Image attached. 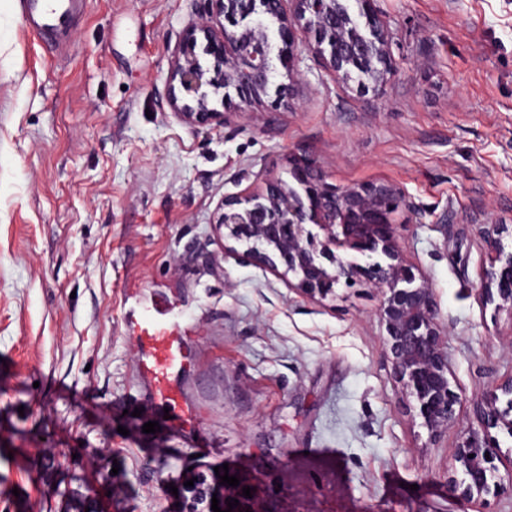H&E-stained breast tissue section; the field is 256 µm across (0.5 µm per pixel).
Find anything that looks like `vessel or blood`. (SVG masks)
<instances>
[{
	"mask_svg": "<svg viewBox=\"0 0 512 512\" xmlns=\"http://www.w3.org/2000/svg\"><path fill=\"white\" fill-rule=\"evenodd\" d=\"M80 2L23 0L22 19L32 36L56 47L67 36ZM125 328L135 344L139 377L153 398L169 409L185 437H192L196 411L177 383L178 374L195 359L187 343L191 327L175 316L172 303L160 302L132 308L125 317Z\"/></svg>",
	"mask_w": 512,
	"mask_h": 512,
	"instance_id": "vessel-or-blood-1",
	"label": "vessel or blood"
}]
</instances>
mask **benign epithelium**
Wrapping results in <instances>:
<instances>
[{"instance_id": "7a95c632", "label": "benign epithelium", "mask_w": 512, "mask_h": 512, "mask_svg": "<svg viewBox=\"0 0 512 512\" xmlns=\"http://www.w3.org/2000/svg\"><path fill=\"white\" fill-rule=\"evenodd\" d=\"M211 20L192 26L176 51L168 97L177 116L198 126L224 123V113L209 107L211 97L230 90L242 96L249 106L265 93L277 65L289 68V47L308 30L314 31L312 51L326 61L337 79L346 83L358 78L361 86L383 88L393 70L388 52L389 37L382 23L366 16L357 23L343 0H292L296 19L288 16L287 0H210ZM259 15L277 19L282 47L273 50ZM206 42L210 64L203 66L195 55L198 40ZM295 177L303 192L270 181L265 192L249 198L224 202L217 229L225 236L248 245L247 254L256 258L275 275L288 280V286L313 298L335 293L341 280L367 275L380 293L376 311L385 329V354L392 377L412 398L413 409L422 425L434 436L448 429L461 396L450 381L448 326L442 322L431 279L412 273L404 264L391 215L401 199L388 183H371L338 190L329 186L322 171L309 160L295 164ZM313 224L324 234L315 246L305 226ZM481 293L501 305L512 307V252L502 246L485 274ZM509 397L507 406L497 407L498 394L473 402V413L480 430L468 433L455 454L462 479L450 477L460 489V498L470 502L489 493L500 495L504 487L496 480L494 428L512 434V377L497 386ZM249 487L240 479L236 487L223 486L222 509L227 501L239 505L232 512H294L288 500L272 489L252 486V497L243 496ZM192 512L210 503L211 493L202 482L186 487Z\"/></svg>"}]
</instances>
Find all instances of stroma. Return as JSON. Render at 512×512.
<instances>
[{
  "label": "stroma",
  "instance_id": "stroma-1",
  "mask_svg": "<svg viewBox=\"0 0 512 512\" xmlns=\"http://www.w3.org/2000/svg\"><path fill=\"white\" fill-rule=\"evenodd\" d=\"M371 7L395 62L381 94L302 41L276 76L289 98H217L224 124L198 127L167 86L206 0H85L59 58L0 0V512H184L172 487L223 465L284 485L296 512H512L448 481L473 399L512 376V309L479 291L480 226L512 227V0ZM298 158L404 195L397 241L432 280L463 398L438 437L390 375L375 288L300 296L217 234L225 199L293 182ZM130 282L194 331V447L138 380Z\"/></svg>",
  "mask_w": 512,
  "mask_h": 512
}]
</instances>
